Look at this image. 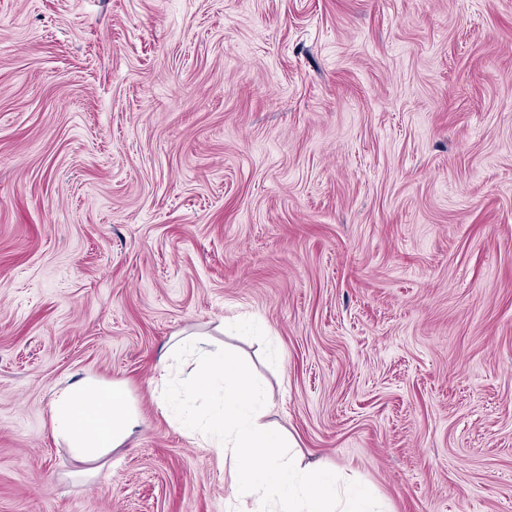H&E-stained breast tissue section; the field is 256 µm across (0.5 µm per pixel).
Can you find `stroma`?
Wrapping results in <instances>:
<instances>
[{
  "label": "stroma",
  "mask_w": 512,
  "mask_h": 512,
  "mask_svg": "<svg viewBox=\"0 0 512 512\" xmlns=\"http://www.w3.org/2000/svg\"><path fill=\"white\" fill-rule=\"evenodd\" d=\"M176 335L384 512H512V0H0V512H224ZM49 422L81 463L121 448L141 425L124 382L95 378L67 384L50 402Z\"/></svg>",
  "instance_id": "35a3bbf8"
}]
</instances>
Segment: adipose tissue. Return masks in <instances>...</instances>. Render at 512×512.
I'll return each instance as SVG.
<instances>
[{
    "label": "adipose tissue",
    "mask_w": 512,
    "mask_h": 512,
    "mask_svg": "<svg viewBox=\"0 0 512 512\" xmlns=\"http://www.w3.org/2000/svg\"><path fill=\"white\" fill-rule=\"evenodd\" d=\"M49 422L54 438L84 463L124 446L140 427L141 417L125 383L86 378L54 393Z\"/></svg>",
    "instance_id": "adipose-tissue-1"
}]
</instances>
